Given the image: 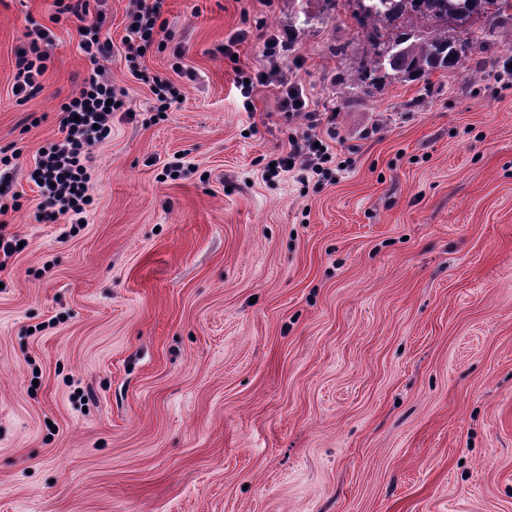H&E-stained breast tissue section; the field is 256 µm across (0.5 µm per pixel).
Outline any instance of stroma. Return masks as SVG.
Masks as SVG:
<instances>
[{"label": "stroma", "instance_id": "obj_1", "mask_svg": "<svg viewBox=\"0 0 512 512\" xmlns=\"http://www.w3.org/2000/svg\"><path fill=\"white\" fill-rule=\"evenodd\" d=\"M129 8L101 2L127 109L87 221L42 224L29 172L87 62L54 0H0V512H512V75L490 66L512 17L480 29L474 80L363 88L354 0H165L139 61L182 91L160 114ZM33 25L48 68L20 101ZM259 71L335 113L316 133L346 171L266 175L307 122L272 86L242 109ZM128 11V25L123 44L125 60L133 67V71L141 77L144 83H150V76L143 74L135 62L146 53L147 49L158 39L159 44L170 38L165 21H160L165 0H131ZM136 26V29H133Z\"/></svg>", "mask_w": 512, "mask_h": 512}]
</instances>
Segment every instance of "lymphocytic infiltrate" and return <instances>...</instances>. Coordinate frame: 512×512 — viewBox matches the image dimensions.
<instances>
[{
    "label": "lymphocytic infiltrate",
    "mask_w": 512,
    "mask_h": 512,
    "mask_svg": "<svg viewBox=\"0 0 512 512\" xmlns=\"http://www.w3.org/2000/svg\"><path fill=\"white\" fill-rule=\"evenodd\" d=\"M165 0H132L128 11L130 27L124 38L125 60L135 63L155 41L167 40L169 34L161 21ZM58 14L75 18L80 29L79 47L91 64L79 91L61 106V140L38 151L30 179L40 190L41 202L36 217L50 224H83L93 203L87 193V163L90 149L112 133V115L125 102L111 82L103 77L101 63L112 55V45L102 39L103 15L90 0H55ZM36 42L21 53L18 60L14 94L25 99L38 94L40 79L47 69V57L39 43L47 39L44 29H36ZM333 155L316 134L303 133L288 138L286 153L275 160V172L293 174L297 181L331 176Z\"/></svg>",
    "instance_id": "f902f5d3"
}]
</instances>
